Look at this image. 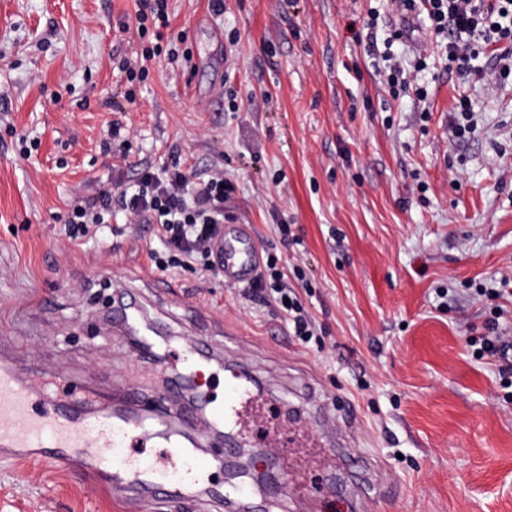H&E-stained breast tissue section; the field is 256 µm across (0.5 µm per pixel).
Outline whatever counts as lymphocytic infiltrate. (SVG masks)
Listing matches in <instances>:
<instances>
[{"label":"lymphocytic infiltrate","mask_w":512,"mask_h":512,"mask_svg":"<svg viewBox=\"0 0 512 512\" xmlns=\"http://www.w3.org/2000/svg\"><path fill=\"white\" fill-rule=\"evenodd\" d=\"M135 5L136 34L143 47L134 56L115 62L131 98L136 95V85L147 79L149 62L161 55L159 46L144 43L149 29L167 27L170 18L169 0H135ZM400 5L424 13L430 29L442 37L459 79H468L473 73L479 39L497 60L500 73L512 72V0H400ZM226 182L223 168L217 166L190 175L177 161L160 168L145 163L133 182L119 183L117 190L75 195L69 204L67 234L71 243L79 246L98 243L112 216L119 214L128 237H138L142 225L151 227L157 241L148 251L153 271L214 275L218 272L214 244L229 198ZM304 277L303 269L289 267L271 253L245 293L252 300L275 306L289 334L307 343L316 336L317 327L294 286Z\"/></svg>","instance_id":"1"}]
</instances>
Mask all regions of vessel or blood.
I'll use <instances>...</instances> for the list:
<instances>
[{"instance_id": "b4317fda", "label": "vessel or blood", "mask_w": 512, "mask_h": 512, "mask_svg": "<svg viewBox=\"0 0 512 512\" xmlns=\"http://www.w3.org/2000/svg\"><path fill=\"white\" fill-rule=\"evenodd\" d=\"M215 252L225 285L248 284L262 265V250L248 225L225 224ZM224 402L212 407L215 421L265 448H285L282 432L266 423V404L242 369L224 374ZM73 390L55 374L9 364L0 366V455L59 465L81 456L96 485L126 492L136 503L188 497L204 482L208 461L172 432L163 411L138 416L85 415ZM157 449L149 457L147 449Z\"/></svg>"}]
</instances>
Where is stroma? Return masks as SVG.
<instances>
[{"instance_id": "35a3bbf8", "label": "stroma", "mask_w": 512, "mask_h": 512, "mask_svg": "<svg viewBox=\"0 0 512 512\" xmlns=\"http://www.w3.org/2000/svg\"><path fill=\"white\" fill-rule=\"evenodd\" d=\"M210 15L222 32L224 86L203 106L193 70L161 60L134 102L112 70L137 47L134 0H0V359L49 368L96 391L87 411L125 407L123 382L166 396L192 337L209 353L202 387L224 400V367L264 389L269 422L340 439L295 465L323 480L322 495L281 489L273 512H315L318 498L357 501L359 512H512V400L496 361L476 356L472 331L495 319L512 335V295L494 318L475 285L512 278V76L460 83L434 37L426 43L428 97L395 93L371 41L402 18L396 0H171L169 43L205 54ZM374 28H367L369 16ZM477 129L453 140L460 97ZM120 121L129 162L220 164L234 190L224 216L251 226L264 251L300 264L316 289L309 312L324 349L289 336L217 276L151 272L154 239L75 246L65 234L73 193L112 185L102 138ZM20 134L38 139L31 158ZM291 224L303 241L274 232ZM448 291L440 307L437 289ZM131 294L166 326L158 360L140 356L112 326L110 300ZM359 448L363 466L344 453ZM224 473L193 498L141 512H228ZM0 512H115L88 474L0 457Z\"/></svg>"}]
</instances>
